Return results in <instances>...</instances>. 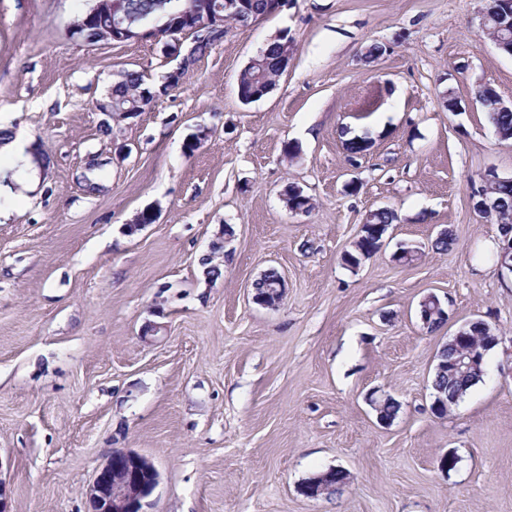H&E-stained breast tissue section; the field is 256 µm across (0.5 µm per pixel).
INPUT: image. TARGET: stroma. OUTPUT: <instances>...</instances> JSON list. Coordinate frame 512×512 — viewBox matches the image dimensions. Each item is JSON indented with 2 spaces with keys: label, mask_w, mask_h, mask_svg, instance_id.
Instances as JSON below:
<instances>
[{
  "label": "stroma",
  "mask_w": 512,
  "mask_h": 512,
  "mask_svg": "<svg viewBox=\"0 0 512 512\" xmlns=\"http://www.w3.org/2000/svg\"><path fill=\"white\" fill-rule=\"evenodd\" d=\"M90 4L0 0V126L39 158L0 160L19 188L0 196L10 512H85L127 448L160 474L148 512H512V272L470 200L487 174L512 175V144L472 100L482 84L512 99V57L479 29L485 0H288L226 26L131 117L95 103L121 70L161 84L160 48L72 38ZM281 33L296 44L286 74L242 103L241 70ZM375 44L384 54L366 61ZM350 131L370 137L366 154L347 151ZM291 185L309 212L288 210ZM380 206L398 215L386 246L346 266ZM148 207L155 222L129 231ZM400 246L421 255L396 262ZM270 269L285 281L273 309L252 300ZM430 294L448 313L436 330L418 316ZM474 320L499 342L438 416L435 355ZM378 389L401 404L387 425L367 401ZM332 467L349 475L340 493L302 494Z\"/></svg>",
  "instance_id": "stroma-1"
}]
</instances>
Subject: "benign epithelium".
Segmentation results:
<instances>
[{
    "mask_svg": "<svg viewBox=\"0 0 512 512\" xmlns=\"http://www.w3.org/2000/svg\"><path fill=\"white\" fill-rule=\"evenodd\" d=\"M508 6L500 11L495 21H490L487 14L481 15L480 27L495 46L512 56V0H499ZM188 31L200 36L202 40L222 37L224 17L211 11H193L170 24L163 32L133 25L124 17L112 19V28L101 36L103 42L151 41L161 45V53L167 62H176V67L167 74L166 90L174 88V83L182 79V73L192 66L196 57L195 45L186 43L180 35L182 25ZM502 183H511V177L489 174L484 186L471 192L475 200L474 208L485 215L493 216L499 224H511L512 213H502L491 208L487 198V187L497 188ZM285 294L284 279L278 278L269 284L261 295L255 294L252 300L267 308H275ZM448 318L441 301L433 294L421 301L419 318L424 325H429L437 317ZM458 357L448 362L438 360L436 370L440 373L466 371L477 367L483 361L485 352L497 342V336L489 325L482 321H471L461 326L454 335ZM347 476L344 470L329 469L306 482L305 495L317 499L335 490L336 475ZM159 484V472L154 463L146 456L133 450H114L104 466L97 471L88 491L90 510L88 512H148L149 498Z\"/></svg>",
    "mask_w": 512,
    "mask_h": 512,
    "instance_id": "obj_1",
    "label": "benign epithelium"
}]
</instances>
